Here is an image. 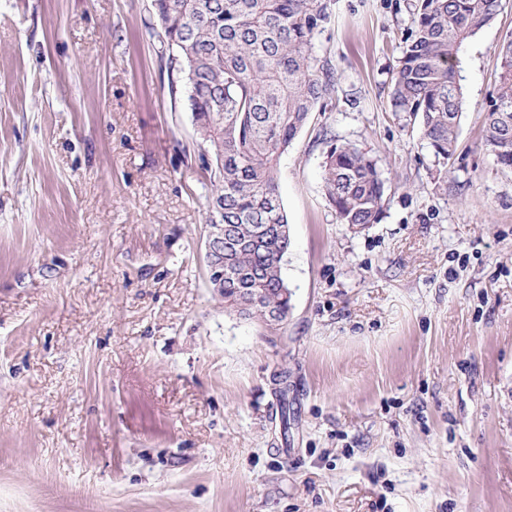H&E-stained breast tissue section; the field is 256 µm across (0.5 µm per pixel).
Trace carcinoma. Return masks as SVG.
Listing matches in <instances>:
<instances>
[{"label": "carcinoma", "mask_w": 512, "mask_h": 512, "mask_svg": "<svg viewBox=\"0 0 512 512\" xmlns=\"http://www.w3.org/2000/svg\"><path fill=\"white\" fill-rule=\"evenodd\" d=\"M162 34L187 70L188 100L203 177L211 186L207 223L233 243L224 274V310L262 322L268 310L287 321L282 261L291 246L277 182L280 156L332 87L316 64L313 41L327 19L320 0H154ZM502 0H418L413 28L393 76L392 106L419 118L420 139L443 166L454 162L464 112L460 53L491 24ZM498 91L485 114L484 147L512 170V39L498 49ZM323 187L342 224H376L387 180L356 145L333 143ZM239 288L268 289L262 306H245Z\"/></svg>", "instance_id": "obj_1"}]
</instances>
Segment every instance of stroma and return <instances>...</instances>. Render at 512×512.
<instances>
[{"mask_svg": "<svg viewBox=\"0 0 512 512\" xmlns=\"http://www.w3.org/2000/svg\"><path fill=\"white\" fill-rule=\"evenodd\" d=\"M326 2L271 328L209 286L151 0H0V512H512V170L483 146L512 0L467 46L450 174L391 106L417 0ZM333 140L389 180L378 223L337 221Z\"/></svg>", "mask_w": 512, "mask_h": 512, "instance_id": "obj_1", "label": "stroma"}]
</instances>
